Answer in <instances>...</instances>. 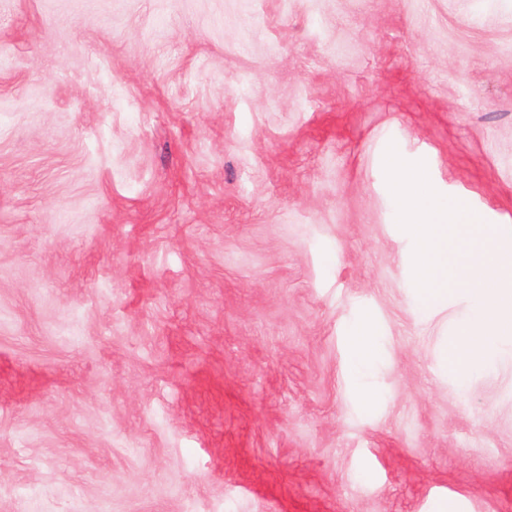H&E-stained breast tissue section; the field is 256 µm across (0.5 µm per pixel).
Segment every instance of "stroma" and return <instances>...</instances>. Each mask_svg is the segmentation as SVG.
<instances>
[{
    "instance_id": "obj_1",
    "label": "stroma",
    "mask_w": 512,
    "mask_h": 512,
    "mask_svg": "<svg viewBox=\"0 0 512 512\" xmlns=\"http://www.w3.org/2000/svg\"><path fill=\"white\" fill-rule=\"evenodd\" d=\"M391 145L512 263V0H0V512H512ZM351 363L357 379L361 378L376 359V328L369 318L363 319L353 334Z\"/></svg>"
}]
</instances>
